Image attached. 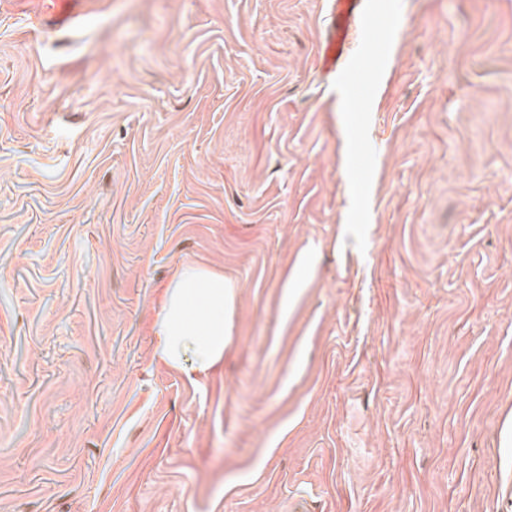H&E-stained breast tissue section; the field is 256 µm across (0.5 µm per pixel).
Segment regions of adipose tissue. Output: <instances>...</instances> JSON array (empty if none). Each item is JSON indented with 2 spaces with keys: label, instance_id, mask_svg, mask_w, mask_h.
<instances>
[{
  "label": "adipose tissue",
  "instance_id": "obj_1",
  "mask_svg": "<svg viewBox=\"0 0 512 512\" xmlns=\"http://www.w3.org/2000/svg\"><path fill=\"white\" fill-rule=\"evenodd\" d=\"M235 292L223 272L179 267L165 285L153 325L157 361L191 382L222 364L230 343Z\"/></svg>",
  "mask_w": 512,
  "mask_h": 512
}]
</instances>
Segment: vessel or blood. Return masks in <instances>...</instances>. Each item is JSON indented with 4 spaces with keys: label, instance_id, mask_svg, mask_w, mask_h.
Masks as SVG:
<instances>
[{
    "label": "vessel or blood",
    "instance_id": "b4317fda",
    "mask_svg": "<svg viewBox=\"0 0 512 512\" xmlns=\"http://www.w3.org/2000/svg\"><path fill=\"white\" fill-rule=\"evenodd\" d=\"M36 23L27 35L37 36L44 26H76L93 12L96 0H34ZM369 21L367 0H327L322 34L317 48V61L324 77L333 78L344 72L351 44Z\"/></svg>",
    "mask_w": 512,
    "mask_h": 512
}]
</instances>
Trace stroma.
Returning a JSON list of instances; mask_svg holds the SVG:
<instances>
[{
	"mask_svg": "<svg viewBox=\"0 0 512 512\" xmlns=\"http://www.w3.org/2000/svg\"><path fill=\"white\" fill-rule=\"evenodd\" d=\"M325 3L0 11V512H512V0H368L338 81ZM24 5L28 2L37 4L33 16L41 27L78 26L83 18L93 12L96 0H5ZM234 305V287L223 272L179 267L164 286L153 325L154 357L197 383L224 362Z\"/></svg>",
	"mask_w": 512,
	"mask_h": 512,
	"instance_id": "stroma-1",
	"label": "stroma"
}]
</instances>
